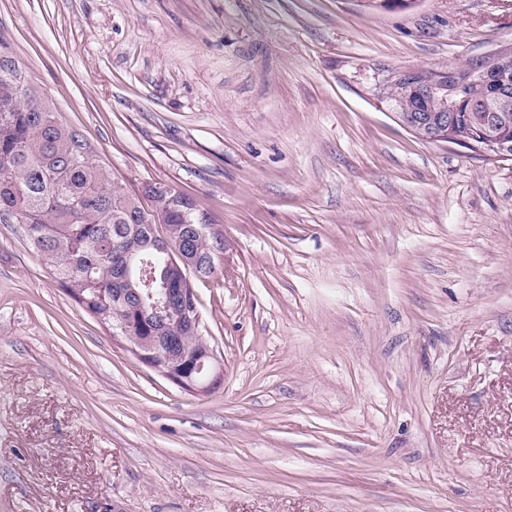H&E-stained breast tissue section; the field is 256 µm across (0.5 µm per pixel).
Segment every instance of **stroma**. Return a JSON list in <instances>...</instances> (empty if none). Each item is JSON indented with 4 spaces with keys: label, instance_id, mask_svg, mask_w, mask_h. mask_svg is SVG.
<instances>
[{
    "label": "stroma",
    "instance_id": "obj_1",
    "mask_svg": "<svg viewBox=\"0 0 512 512\" xmlns=\"http://www.w3.org/2000/svg\"><path fill=\"white\" fill-rule=\"evenodd\" d=\"M0 43L224 236L197 394L0 223V512H512V160L372 92L511 45L512 0H0Z\"/></svg>",
    "mask_w": 512,
    "mask_h": 512
}]
</instances>
